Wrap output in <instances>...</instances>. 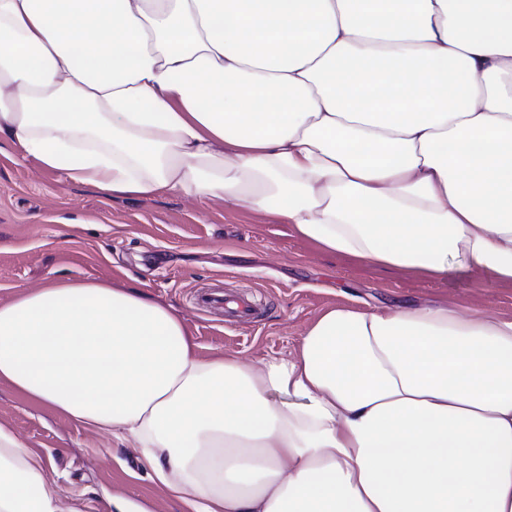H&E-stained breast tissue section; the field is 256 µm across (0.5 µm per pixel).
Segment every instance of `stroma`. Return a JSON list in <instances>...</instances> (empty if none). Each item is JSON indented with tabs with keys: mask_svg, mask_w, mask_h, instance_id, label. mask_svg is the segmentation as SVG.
<instances>
[{
	"mask_svg": "<svg viewBox=\"0 0 512 512\" xmlns=\"http://www.w3.org/2000/svg\"><path fill=\"white\" fill-rule=\"evenodd\" d=\"M57 280L144 288L185 321L201 355L256 363L293 353L309 326L336 307L448 304L512 317V284L452 272L442 280L332 255L276 216L241 204L171 193L109 198L92 185L0 151V303ZM221 288L259 305L252 326H230L201 309L202 290ZM0 422L49 458L54 492L72 512H112L119 492L151 512H184L148 477V467L111 436L35 405L0 384Z\"/></svg>",
	"mask_w": 512,
	"mask_h": 512,
	"instance_id": "1",
	"label": "stroma"
}]
</instances>
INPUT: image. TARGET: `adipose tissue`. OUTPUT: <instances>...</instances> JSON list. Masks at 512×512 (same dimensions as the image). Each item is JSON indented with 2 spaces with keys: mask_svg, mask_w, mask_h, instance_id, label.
Listing matches in <instances>:
<instances>
[{
  "mask_svg": "<svg viewBox=\"0 0 512 512\" xmlns=\"http://www.w3.org/2000/svg\"><path fill=\"white\" fill-rule=\"evenodd\" d=\"M110 197L512 282V0H0V145ZM133 441L186 512H512V318L332 308L201 358L136 288L0 304V382ZM0 512H64L0 423Z\"/></svg>",
  "mask_w": 512,
  "mask_h": 512,
  "instance_id": "ef3b65f1",
  "label": "adipose tissue"
}]
</instances>
